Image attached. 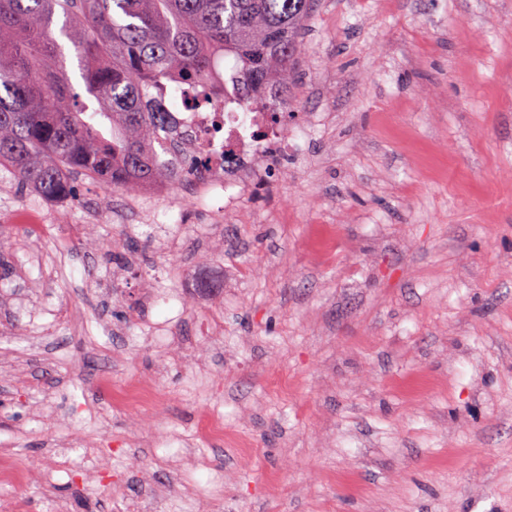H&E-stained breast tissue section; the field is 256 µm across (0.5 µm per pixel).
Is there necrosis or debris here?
<instances>
[{"label": "necrosis or debris", "mask_w": 512, "mask_h": 512, "mask_svg": "<svg viewBox=\"0 0 512 512\" xmlns=\"http://www.w3.org/2000/svg\"><path fill=\"white\" fill-rule=\"evenodd\" d=\"M213 88L215 107L193 110L168 105L167 153L174 159L189 153L198 162L201 175L190 196L219 198L223 212L233 213L250 190V166L272 165L287 153L288 140L275 129L270 114L239 111L236 87L222 70H215ZM261 127L266 128V136H257Z\"/></svg>", "instance_id": "necrosis-or-debris-1"}]
</instances>
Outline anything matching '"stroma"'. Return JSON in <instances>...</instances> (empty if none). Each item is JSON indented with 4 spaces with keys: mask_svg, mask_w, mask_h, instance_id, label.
<instances>
[{
    "mask_svg": "<svg viewBox=\"0 0 512 512\" xmlns=\"http://www.w3.org/2000/svg\"><path fill=\"white\" fill-rule=\"evenodd\" d=\"M511 86L512 0H317L239 215L0 168V504L512 512Z\"/></svg>",
    "mask_w": 512,
    "mask_h": 512,
    "instance_id": "1",
    "label": "stroma"
}]
</instances>
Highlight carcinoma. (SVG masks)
Masks as SVG:
<instances>
[{
	"label": "carcinoma",
	"mask_w": 512,
	"mask_h": 512,
	"mask_svg": "<svg viewBox=\"0 0 512 512\" xmlns=\"http://www.w3.org/2000/svg\"><path fill=\"white\" fill-rule=\"evenodd\" d=\"M314 0H0V168L47 200L72 173L133 191L172 179L161 161L167 88L204 107L212 62L231 56L238 105L274 118L292 105ZM79 54L81 90L64 65Z\"/></svg>",
	"instance_id": "1"
}]
</instances>
